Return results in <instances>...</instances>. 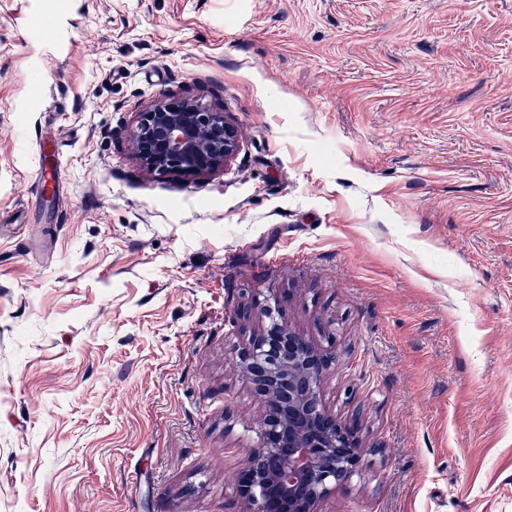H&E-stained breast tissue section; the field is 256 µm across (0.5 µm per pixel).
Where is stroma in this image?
Instances as JSON below:
<instances>
[{
	"label": "stroma",
	"instance_id": "1",
	"mask_svg": "<svg viewBox=\"0 0 512 512\" xmlns=\"http://www.w3.org/2000/svg\"><path fill=\"white\" fill-rule=\"evenodd\" d=\"M168 90L224 170L140 167ZM283 293L367 445L322 512H512V0H0V512H241ZM162 94L144 112L131 133L145 170L200 180L224 169L240 147L237 129L224 112L198 101Z\"/></svg>",
	"mask_w": 512,
	"mask_h": 512
}]
</instances>
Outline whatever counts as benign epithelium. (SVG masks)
<instances>
[{"mask_svg": "<svg viewBox=\"0 0 512 512\" xmlns=\"http://www.w3.org/2000/svg\"><path fill=\"white\" fill-rule=\"evenodd\" d=\"M145 170L200 180L224 169L240 147L224 113L198 101L162 94L131 133ZM261 324L235 358L238 376L263 408L261 442L238 481L243 512H321V503L357 472L363 452L355 425L331 414L320 389L336 355L289 324L278 300L237 308Z\"/></svg>", "mask_w": 512, "mask_h": 512, "instance_id": "benign-epithelium-1", "label": "benign epithelium"}]
</instances>
